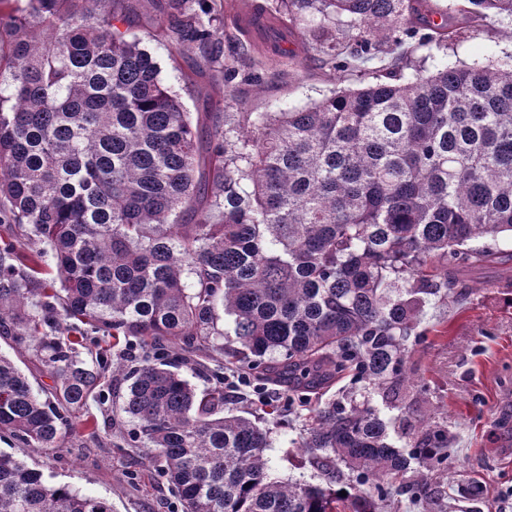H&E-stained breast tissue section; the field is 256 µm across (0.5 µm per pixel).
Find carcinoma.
Masks as SVG:
<instances>
[{"mask_svg":"<svg viewBox=\"0 0 512 512\" xmlns=\"http://www.w3.org/2000/svg\"><path fill=\"white\" fill-rule=\"evenodd\" d=\"M25 0L0 10V336L41 355L36 391L0 355V437L58 448L108 384L127 445L160 468L182 512H381L439 493L448 429L400 450L371 396L419 388L409 341L428 295L512 260V54L448 62V16L427 0H269L329 73L388 62L384 79L287 112H248L229 90L237 16L222 0ZM475 27L512 25V0H454ZM182 73L224 84V111L193 117L133 32ZM39 28L43 39L32 31ZM425 47L433 70L413 64ZM40 243L30 254L24 247ZM60 277L41 279L45 257ZM236 346L224 348L219 318ZM138 349L128 365L111 358ZM210 351L252 381L315 394L297 447L325 485L274 478L268 428L224 408L221 365L197 391L180 365ZM345 382L346 395L322 400ZM346 495H340V492ZM0 512H113L0 453Z\"/></svg>","mask_w":512,"mask_h":512,"instance_id":"1","label":"carcinoma"}]
</instances>
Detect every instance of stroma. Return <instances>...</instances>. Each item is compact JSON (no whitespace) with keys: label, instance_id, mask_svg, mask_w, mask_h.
<instances>
[{"label":"stroma","instance_id":"1","mask_svg":"<svg viewBox=\"0 0 512 512\" xmlns=\"http://www.w3.org/2000/svg\"><path fill=\"white\" fill-rule=\"evenodd\" d=\"M451 25L461 34L448 50L453 63H472L482 45L495 44L512 53V28L488 20L477 30L458 18ZM143 44L155 56L161 78L186 111L215 112L221 93L207 80L185 83L166 51L151 39ZM296 73L285 81L268 82L260 90L245 92L253 112L300 109L351 85L348 77L332 78L316 56L294 43ZM465 295L427 297L420 328L421 339L411 343L409 365L422 391L411 392L400 409H388L381 397L373 404L391 420L395 443L420 423L433 419L447 426L454 440L448 469L438 475L440 495L418 512H503L512 501V261L471 271ZM287 398L273 397L264 405L249 398H233L234 412L269 427L272 445L266 451L273 474L282 481L318 483L319 476L295 448L301 423L288 415ZM131 424L113 411L111 400L89 401L84 413L72 421V433L63 447L49 451L12 448L0 440V451L39 467L52 482L82 493L108 499L114 512H182L167 482L126 447ZM478 486L471 495L470 486Z\"/></svg>","mask_w":512,"mask_h":512}]
</instances>
